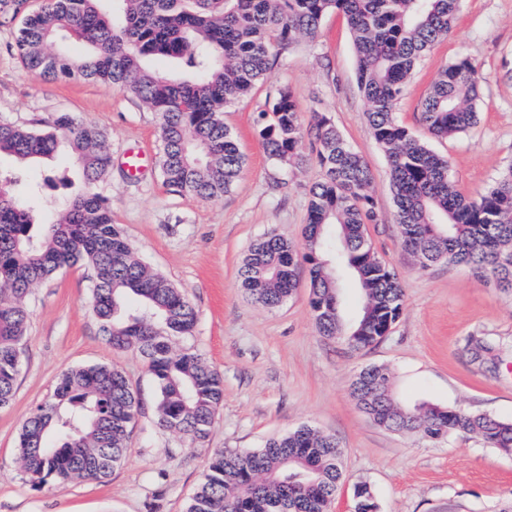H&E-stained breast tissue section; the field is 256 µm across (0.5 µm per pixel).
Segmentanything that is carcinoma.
Wrapping results in <instances>:
<instances>
[{
	"label": "carcinoma",
	"mask_w": 512,
	"mask_h": 512,
	"mask_svg": "<svg viewBox=\"0 0 512 512\" xmlns=\"http://www.w3.org/2000/svg\"><path fill=\"white\" fill-rule=\"evenodd\" d=\"M461 0H42L16 37L27 70L48 79L79 78L125 87L161 120L165 184L191 197L219 199L237 184L246 159L224 127V108L248 96L277 57L316 38L322 20L342 14L357 58V88L385 153L401 244L423 267L469 265L512 291V163L483 192L460 193L449 161L399 121L396 108L418 60L448 37ZM61 40L76 43L73 54ZM167 60L165 71L151 65ZM480 75L461 57L431 84L421 118L435 136L477 124ZM259 137L270 160L300 164L309 140L322 171L311 188L305 252L270 233L249 247L238 271L255 304L275 308L308 264L310 307L319 333L363 348L380 342L399 318L403 292L394 270L375 257L367 225L378 223L373 174L364 157L315 112L305 127L291 91L275 89ZM75 157L85 190L59 220L43 222L38 189H18L0 172V408L12 403L28 329L32 287L82 262L94 272L91 308L115 350L135 351L157 389L158 424L192 441L210 433L224 402L223 376L195 350L197 313L163 275L148 269L96 185L112 165L97 128L57 113L39 129L0 123V154L19 162ZM355 280L360 306L344 320L338 277ZM358 406L379 426L430 439L475 435L512 452V421L428 403L401 406L390 372L362 369L352 380ZM139 400L117 365L78 366L58 378L52 399L33 410L20 432L18 463L34 485L102 480L129 454ZM336 437L301 426L261 448L211 453L186 512H328L343 473ZM354 512H377L370 488H354Z\"/></svg>",
	"instance_id": "carcinoma-1"
}]
</instances>
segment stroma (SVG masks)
I'll return each mask as SVG.
<instances>
[{
	"label": "stroma",
	"instance_id": "1",
	"mask_svg": "<svg viewBox=\"0 0 512 512\" xmlns=\"http://www.w3.org/2000/svg\"><path fill=\"white\" fill-rule=\"evenodd\" d=\"M15 7V0H0V122L37 128L67 112L100 129L112 165L99 188L112 203V220L137 257L194 305L198 321L185 344L222 373L224 403L205 442L160 428L157 391L143 359L113 350L100 333L90 307L91 270L62 269L35 285L28 299L15 396L0 409V512H186L213 449L259 448L303 425L335 435L343 451V479L329 512H354L353 489L362 483L373 491L377 512H512V453L473 437L430 441L416 431L379 427L351 395L356 373L385 366L403 404L429 402L512 420V294L464 265L420 266L403 249L386 157L367 124L343 16H326L315 40L279 56L251 96L225 108L224 124L247 165L231 192L209 200L164 183L159 119L123 87L45 80L27 71L14 48ZM460 57L479 69L480 119L467 132L437 139L422 125V102L438 72ZM279 85L292 91L303 124L313 112L327 113L374 176L381 221L368 225V239L397 273L404 308L390 333L361 351L320 335L306 265L298 267L292 296L275 309L254 304L239 287L241 261L257 239L273 231L304 248L309 189L321 176L313 162L281 170L263 149L260 114ZM398 116L447 156L462 194L484 189L512 163V0H462L448 38L415 67ZM132 152L144 160L137 173L126 166ZM15 170L39 187L45 214L85 188L64 152L23 168L0 157V171ZM469 336L505 350L481 363L464 346ZM97 363L120 366L140 400L125 463L102 481L34 487L17 465L24 420L51 398L64 370Z\"/></svg>",
	"mask_w": 512,
	"mask_h": 512
}]
</instances>
